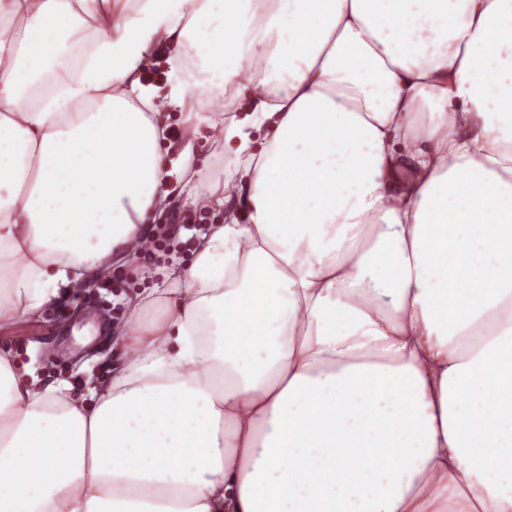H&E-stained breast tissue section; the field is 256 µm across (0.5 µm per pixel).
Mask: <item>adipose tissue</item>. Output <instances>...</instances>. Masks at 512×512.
<instances>
[{"label":"adipose tissue","instance_id":"adipose-tissue-1","mask_svg":"<svg viewBox=\"0 0 512 512\" xmlns=\"http://www.w3.org/2000/svg\"><path fill=\"white\" fill-rule=\"evenodd\" d=\"M216 85L245 220L94 405L0 352V512H512V0H0V320L133 257ZM161 47H167L168 46H161ZM160 45H157L156 47L153 48L151 54H150V60H149V65L150 66L151 64H154L155 60H154V56L157 52V50L159 48H161ZM169 52H170V49L168 48V52L166 53L165 57H163L162 59H158V64L156 65H159L164 71H162L158 66H152L151 68H146V72H147V79L148 80H152V81H148V80H143V82H145V84L147 83H152V85H155V86H158V87H162L163 89H165V91H168L169 89V86H168V80H167V75L166 73L169 71V66L166 62L167 60V57L169 56ZM160 61V63H159ZM166 76V78H164ZM164 78V79H163ZM153 79H156V80H161L163 79L162 81H156V80H153Z\"/></svg>","mask_w":512,"mask_h":512}]
</instances>
